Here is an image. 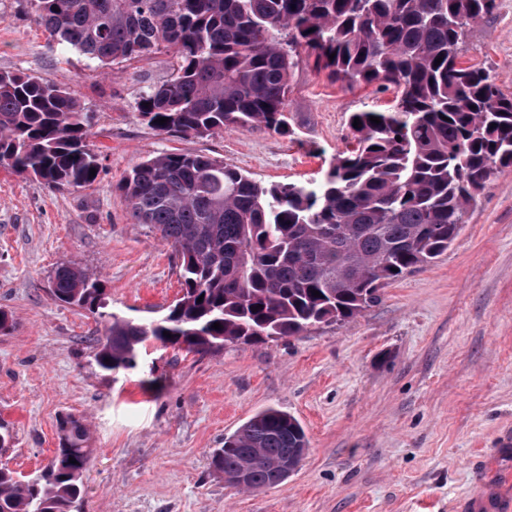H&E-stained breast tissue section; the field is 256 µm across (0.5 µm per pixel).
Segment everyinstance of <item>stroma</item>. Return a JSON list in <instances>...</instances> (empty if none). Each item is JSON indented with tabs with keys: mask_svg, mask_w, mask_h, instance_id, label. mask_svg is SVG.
<instances>
[{
	"mask_svg": "<svg viewBox=\"0 0 512 512\" xmlns=\"http://www.w3.org/2000/svg\"><path fill=\"white\" fill-rule=\"evenodd\" d=\"M173 57L102 70L52 44L30 0H0V70L73 92L101 163L91 186L62 190L0 168V310L15 321L0 334V424L13 432L0 464L34 473L70 414L88 423L94 450L82 512H467L473 497L512 501V168L491 176L447 252L354 318L203 356L152 350L117 377L95 366L109 322L49 294L59 265L94 274L120 316L163 313L181 293L172 247L132 222L119 189L133 166L204 153L264 182L316 181L344 149L350 114L395 98L303 66L288 103L295 136L171 137L135 101L170 79ZM461 61L512 96V0L468 31ZM269 407L295 416L309 447L280 485L238 491L211 456Z\"/></svg>",
	"mask_w": 512,
	"mask_h": 512,
	"instance_id": "1",
	"label": "stroma"
}]
</instances>
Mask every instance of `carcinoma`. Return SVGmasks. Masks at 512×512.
<instances>
[{
    "instance_id": "obj_1",
    "label": "carcinoma",
    "mask_w": 512,
    "mask_h": 512,
    "mask_svg": "<svg viewBox=\"0 0 512 512\" xmlns=\"http://www.w3.org/2000/svg\"><path fill=\"white\" fill-rule=\"evenodd\" d=\"M31 2L51 40L98 67L173 51L172 77L135 102L170 136L230 127L292 136L288 95L303 64L334 83L397 91L389 109L351 113L349 122L361 121L350 128L353 145L316 183H262L197 153L134 166L120 190L133 223L174 249L180 298L163 315L128 319L103 312L101 281L74 264L51 281L56 300L110 318L94 354L105 372L135 368L155 342L204 355L365 311L385 284L448 250L490 176L512 168V96L489 71L460 62L467 30L495 0ZM88 138V114L71 91L0 70L1 167L56 189L86 186L99 169ZM89 441L69 414L41 471L21 481L0 467V512H76ZM306 447L300 422L270 407L224 438L212 466L227 476L244 470L246 490L265 489L281 484L275 463Z\"/></svg>"
}]
</instances>
